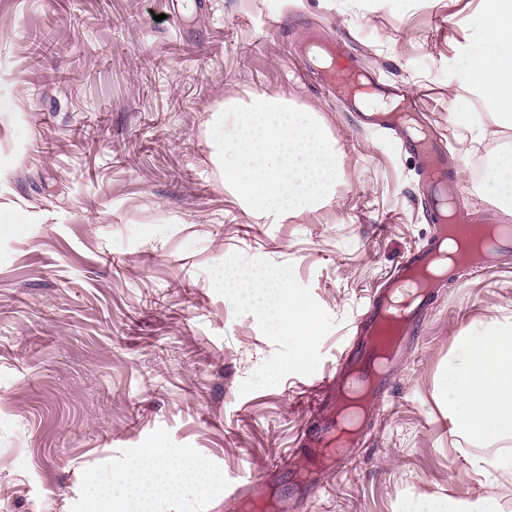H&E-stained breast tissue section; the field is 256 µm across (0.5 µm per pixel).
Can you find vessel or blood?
Listing matches in <instances>:
<instances>
[{"instance_id": "obj_1", "label": "vessel or blood", "mask_w": 512, "mask_h": 512, "mask_svg": "<svg viewBox=\"0 0 512 512\" xmlns=\"http://www.w3.org/2000/svg\"><path fill=\"white\" fill-rule=\"evenodd\" d=\"M365 86L387 101L408 104V92L379 76L365 73ZM350 111L363 127L392 140L399 150L423 156L430 172L424 190L428 217L443 219L452 208L455 233H466L473 219L453 193L448 176V152L441 138H418L411 122L394 124L381 110L370 108L359 97H350ZM444 252L443 239L407 253L386 278L372 290L355 323V335L336 360V370L324 374L311 387L307 404L309 424L302 433L303 446L288 459L274 462L249 484L235 481L224 486L225 502L259 495L266 481L280 485L278 512H298L300 506L330 485L341 473L362 437L374 425L396 384L399 364L419 335L428 311L457 281L461 269L480 270L497 253H512V226H498L495 238L471 250L464 264H449L442 272L423 279Z\"/></svg>"}]
</instances>
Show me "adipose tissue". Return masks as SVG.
Instances as JSON below:
<instances>
[{
	"instance_id": "1",
	"label": "adipose tissue",
	"mask_w": 512,
	"mask_h": 512,
	"mask_svg": "<svg viewBox=\"0 0 512 512\" xmlns=\"http://www.w3.org/2000/svg\"><path fill=\"white\" fill-rule=\"evenodd\" d=\"M482 36L471 65L472 81L495 102L497 126L512 128V0H481ZM288 278L280 272L251 274L242 295L272 328L305 337L312 328L309 309L280 297ZM462 354L449 362L441 378L442 392L451 394L448 421L468 447L464 457L473 464L493 459L498 478L512 481V327L492 324L479 335L458 339ZM137 512H154L157 494L179 495L186 488L202 490L212 477L189 451L142 449L123 474Z\"/></svg>"
}]
</instances>
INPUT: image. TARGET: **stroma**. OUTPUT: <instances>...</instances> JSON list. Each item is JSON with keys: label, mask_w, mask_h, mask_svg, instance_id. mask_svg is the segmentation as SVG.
<instances>
[{"label": "stroma", "mask_w": 512, "mask_h": 512, "mask_svg": "<svg viewBox=\"0 0 512 512\" xmlns=\"http://www.w3.org/2000/svg\"><path fill=\"white\" fill-rule=\"evenodd\" d=\"M312 34L408 85L476 218L512 225L493 185L473 191L457 138L476 92L469 0H0V512H89V479L113 484L154 444L219 477L158 512H225L224 478L296 446L371 287L434 233L418 159L359 130L323 74H297ZM258 96L311 113L342 153L319 210L274 217L225 189L208 123ZM264 268L312 311L307 343L221 282ZM426 322L381 425L301 512H399L421 494L512 512V484L464 461L439 394L471 323H512V264L461 272Z\"/></svg>", "instance_id": "35a3bbf8"}]
</instances>
